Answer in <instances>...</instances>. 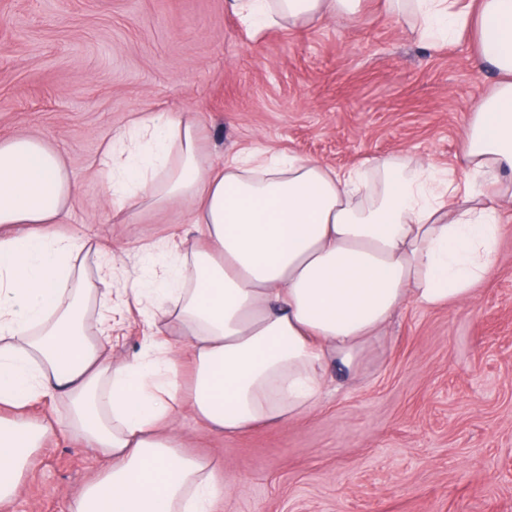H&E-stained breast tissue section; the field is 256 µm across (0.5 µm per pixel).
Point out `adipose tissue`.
Here are the masks:
<instances>
[{
    "label": "adipose tissue",
    "instance_id": "adipose-tissue-1",
    "mask_svg": "<svg viewBox=\"0 0 512 512\" xmlns=\"http://www.w3.org/2000/svg\"><path fill=\"white\" fill-rule=\"evenodd\" d=\"M362 0H232L250 29L308 24ZM429 43L475 29L498 83L464 131L459 174L383 157L361 187L356 169L234 153L212 170L189 117L156 115L139 137L111 138L106 191L159 205L192 202L202 243L171 242L155 288L132 292L154 311L157 360L113 361L87 330L98 288L73 262L85 240L52 237L72 187L60 156L32 137L0 140V506L19 492L33 453L75 434L106 462L68 512H215L232 486L210 459L182 453L192 408L224 435L282 426L320 404L332 370L358 374L406 305L473 299L497 260L500 198L512 186V0H385ZM188 341L172 355L164 329ZM192 378L182 385V364ZM65 399L67 421L33 420Z\"/></svg>",
    "mask_w": 512,
    "mask_h": 512
}]
</instances>
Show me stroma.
I'll return each mask as SVG.
<instances>
[{"instance_id": "stroma-1", "label": "stroma", "mask_w": 512, "mask_h": 512, "mask_svg": "<svg viewBox=\"0 0 512 512\" xmlns=\"http://www.w3.org/2000/svg\"><path fill=\"white\" fill-rule=\"evenodd\" d=\"M384 0L303 29L252 31L227 0H0V139L40 136L73 192L65 223L113 266V360L151 358L150 310L128 292L147 251L193 234L191 208L113 205L105 142L158 112L195 114L208 164L248 146L337 169L410 156L444 168L496 75L470 37L436 48ZM494 269L468 303L404 307L356 380L319 407L236 436L184 410V450L233 482L218 512H512V201ZM75 437L33 456L0 512H68L104 464Z\"/></svg>"}]
</instances>
